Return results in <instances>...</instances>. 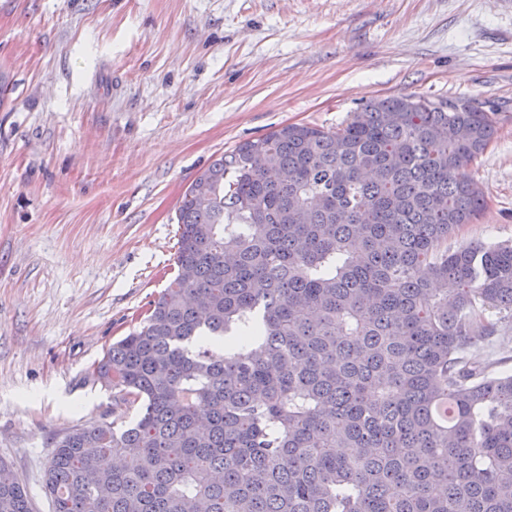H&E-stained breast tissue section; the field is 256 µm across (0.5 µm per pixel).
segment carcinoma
Masks as SVG:
<instances>
[{
  "label": "carcinoma",
  "instance_id": "carcinoma-1",
  "mask_svg": "<svg viewBox=\"0 0 512 512\" xmlns=\"http://www.w3.org/2000/svg\"><path fill=\"white\" fill-rule=\"evenodd\" d=\"M412 99L197 174L173 279L92 372L135 419L53 441V512H512V376L467 357L512 320V245L448 248L496 129Z\"/></svg>",
  "mask_w": 512,
  "mask_h": 512
}]
</instances>
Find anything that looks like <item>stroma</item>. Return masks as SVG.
<instances>
[{"instance_id":"1","label":"stroma","mask_w":512,"mask_h":512,"mask_svg":"<svg viewBox=\"0 0 512 512\" xmlns=\"http://www.w3.org/2000/svg\"><path fill=\"white\" fill-rule=\"evenodd\" d=\"M394 95L492 114L448 244L512 241V0H0V460L32 512L53 438L135 416L91 373L168 285L195 176ZM471 354L511 375L512 325Z\"/></svg>"}]
</instances>
